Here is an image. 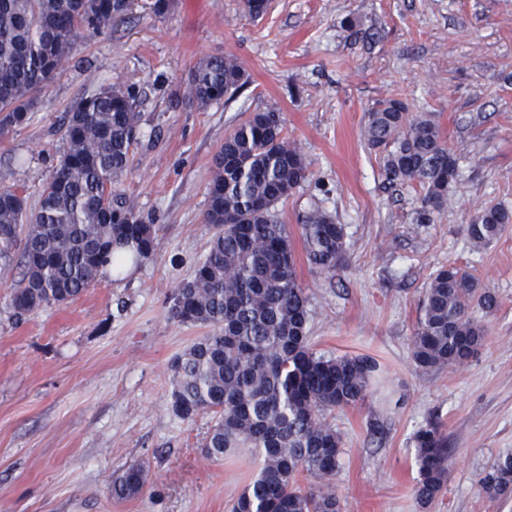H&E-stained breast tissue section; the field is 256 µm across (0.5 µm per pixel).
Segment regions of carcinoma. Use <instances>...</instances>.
<instances>
[{"instance_id": "1", "label": "carcinoma", "mask_w": 512, "mask_h": 512, "mask_svg": "<svg viewBox=\"0 0 512 512\" xmlns=\"http://www.w3.org/2000/svg\"><path fill=\"white\" fill-rule=\"evenodd\" d=\"M129 7V0H0V135L29 120L38 95L69 62L79 30L105 33ZM246 83L237 57L208 55L191 71L184 100L206 107L234 97ZM141 118L130 87L89 94L64 118L65 147L37 205L0 185V272L19 270L10 300L16 317L66 304L104 267L119 271L154 252L152 225L119 197ZM362 136L379 153L388 181L424 192L418 221L448 205L458 159L432 116L381 100L366 113ZM311 176L305 154L284 133L281 113H252L213 159L204 215L213 228L208 251L172 297L173 319L211 332L174 360L171 411L182 420L215 413L203 446L207 457L220 459L236 448H253L259 457L232 512H341L333 481L342 439L330 416L363 402L379 372L371 356L326 357L309 344L307 296L277 206ZM511 223L512 211L485 207L467 226L469 240L485 246ZM301 236L314 269L331 272L345 261L344 225L327 212L307 215ZM119 247L132 255L116 252ZM474 303L488 313L499 306L497 295L458 265L431 277L412 338L416 372L475 356L486 332L471 316ZM414 442L416 496L427 505L448 484V435L431 417ZM146 478L143 465L128 466L112 477L113 497L138 494ZM482 484L492 499L512 494L511 451L496 458Z\"/></svg>"}]
</instances>
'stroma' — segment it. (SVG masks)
<instances>
[{"label": "stroma", "mask_w": 512, "mask_h": 512, "mask_svg": "<svg viewBox=\"0 0 512 512\" xmlns=\"http://www.w3.org/2000/svg\"><path fill=\"white\" fill-rule=\"evenodd\" d=\"M137 0L39 94L30 120L0 136V184L36 205L63 149L61 125L86 94L135 87L142 121L121 189L155 230V250L103 273L74 301L15 320L17 274H0V512H229L257 471L251 449L206 457L213 413L168 409L171 365L209 328L170 313L211 227L212 162L251 113L274 108L313 175L277 212L308 299L309 342L328 356L382 366L362 404L335 413L343 441L335 490L343 512H512L480 477L512 450V224L472 249L467 226L490 205L512 210V0H174L156 16ZM230 53L248 83L200 108L182 99L196 62ZM397 99L432 114L458 158L447 208L428 224L418 187L391 184L362 139L365 114ZM346 231L345 262L311 268L301 224L314 209ZM466 268L495 292L470 362L420 375L411 340L434 272ZM448 435L449 478L429 507L416 498L413 436L430 417ZM140 463L142 491L113 497V474Z\"/></svg>", "instance_id": "stroma-1"}]
</instances>
